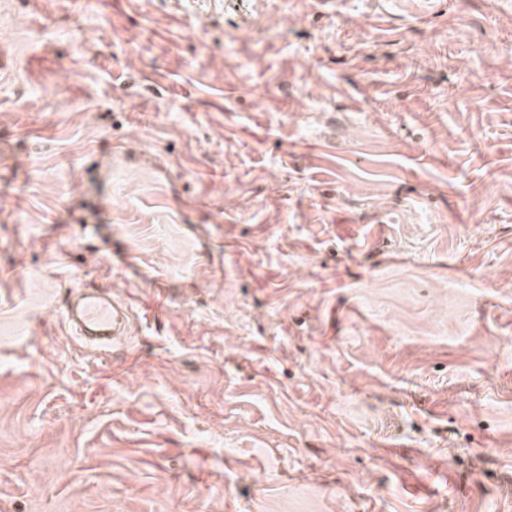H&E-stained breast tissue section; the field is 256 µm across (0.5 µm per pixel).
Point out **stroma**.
Wrapping results in <instances>:
<instances>
[{
  "label": "stroma",
  "instance_id": "1",
  "mask_svg": "<svg viewBox=\"0 0 512 512\" xmlns=\"http://www.w3.org/2000/svg\"><path fill=\"white\" fill-rule=\"evenodd\" d=\"M0 512H512V9L0 0ZM100 292L84 293L65 309L64 322L77 336H93L100 347L124 346L133 329L131 304Z\"/></svg>",
  "mask_w": 512,
  "mask_h": 512
}]
</instances>
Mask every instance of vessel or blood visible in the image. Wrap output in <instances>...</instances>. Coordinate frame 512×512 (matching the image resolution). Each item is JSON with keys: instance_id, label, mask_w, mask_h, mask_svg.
Listing matches in <instances>:
<instances>
[{"instance_id": "vessel-or-blood-1", "label": "vessel or blood", "mask_w": 512, "mask_h": 512, "mask_svg": "<svg viewBox=\"0 0 512 512\" xmlns=\"http://www.w3.org/2000/svg\"><path fill=\"white\" fill-rule=\"evenodd\" d=\"M132 310L131 304L95 291L82 294L66 308L64 320L76 335L93 337L102 347H120L133 329Z\"/></svg>"}]
</instances>
